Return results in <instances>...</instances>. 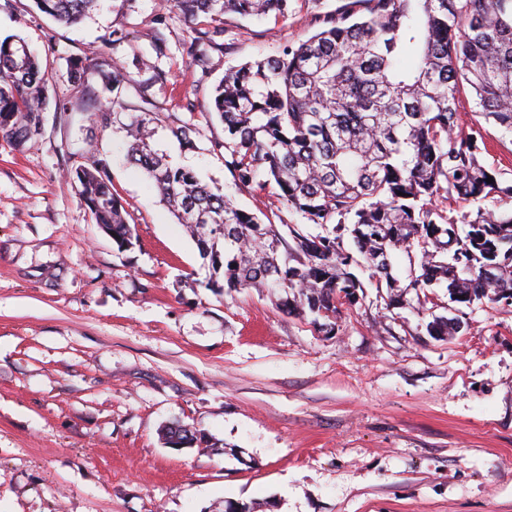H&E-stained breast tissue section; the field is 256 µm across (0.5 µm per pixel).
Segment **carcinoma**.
I'll use <instances>...</instances> for the list:
<instances>
[{"label":"carcinoma","instance_id":"carcinoma-1","mask_svg":"<svg viewBox=\"0 0 512 512\" xmlns=\"http://www.w3.org/2000/svg\"><path fill=\"white\" fill-rule=\"evenodd\" d=\"M191 22L232 14L286 16L289 0H166ZM76 24L97 0H35ZM327 27L284 50L224 72L210 113L224 124V166L241 192L275 184L300 221L277 225L239 208L223 187L152 148L156 118L131 112V161L154 181L161 201L209 260L208 288H283L330 318L363 288L355 267L391 290L387 306L410 304V291L445 288L451 300L512 303V210L479 206L512 199V180L482 161L480 129L459 131L460 85L485 121L512 136V0H353ZM95 75L115 91L118 67ZM46 77L24 42H0V136L22 145L41 130ZM123 107L115 95L97 114L109 124ZM197 129L174 131L194 148ZM493 182H486L487 178ZM94 223L130 248L135 229L112 186L109 162L91 155L74 171ZM476 204L454 217L435 201ZM409 260L406 282L393 256ZM457 318L437 317L432 336H454Z\"/></svg>","mask_w":512,"mask_h":512}]
</instances>
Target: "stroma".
<instances>
[{"label": "stroma", "mask_w": 512, "mask_h": 512, "mask_svg": "<svg viewBox=\"0 0 512 512\" xmlns=\"http://www.w3.org/2000/svg\"><path fill=\"white\" fill-rule=\"evenodd\" d=\"M347 2L192 25L165 0H98L65 26L0 0V40L21 37L47 78L40 134L0 138V512H512V305L431 288L390 310L367 283L327 319L207 287V261L127 158L128 113H156L155 150L288 223L275 188L235 190L205 112L225 69L280 55ZM205 33L216 47L198 64L187 48ZM85 57L125 75L105 127L100 80L70 72ZM460 100L461 130L481 127L485 163L511 180L512 138ZM186 123L189 151L172 135ZM90 147L111 159L133 249L67 178ZM438 316L462 320L457 336H429ZM176 423L198 442L167 444Z\"/></svg>", "instance_id": "35a3bbf8"}]
</instances>
